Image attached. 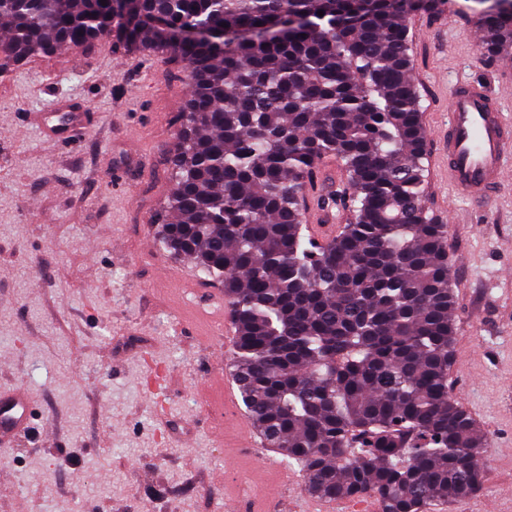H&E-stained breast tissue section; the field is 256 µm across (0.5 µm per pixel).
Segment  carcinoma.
<instances>
[{
	"label": "carcinoma",
	"instance_id": "carcinoma-1",
	"mask_svg": "<svg viewBox=\"0 0 512 512\" xmlns=\"http://www.w3.org/2000/svg\"><path fill=\"white\" fill-rule=\"evenodd\" d=\"M440 0H0L8 60L113 37L161 50L190 85L176 117L162 242L224 276L231 368L248 422L308 493L427 512L481 487L487 435L448 390L455 328L446 226L424 205L425 130L407 19ZM324 15H319V12ZM482 53L512 47V8L481 13ZM186 27L213 36L180 44ZM333 157L317 241L304 196ZM309 196L310 195H308L305 200V219H306L305 224L307 227L306 230H308V231H306V230L304 231L306 234L312 235V232H313V234L315 236H317L318 238H324V237H327L329 235L336 233V230L338 228L337 224H346L351 219L350 212H348L347 210L341 211L336 219V223L334 224L335 218H332L331 213L324 214L320 209L317 208L311 212L312 224H310L308 221L307 212H308L309 208L313 207V206L310 204L307 209V198ZM310 225H311V229H310Z\"/></svg>",
	"mask_w": 512,
	"mask_h": 512
}]
</instances>
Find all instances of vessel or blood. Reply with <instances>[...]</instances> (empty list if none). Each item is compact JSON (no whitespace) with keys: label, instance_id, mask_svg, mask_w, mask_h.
<instances>
[{"label":"vessel or blood","instance_id":"vessel-or-blood-1","mask_svg":"<svg viewBox=\"0 0 512 512\" xmlns=\"http://www.w3.org/2000/svg\"><path fill=\"white\" fill-rule=\"evenodd\" d=\"M65 118L48 125L56 141L70 139L87 128L86 112L60 102ZM441 170L451 185L471 199H488L497 191L506 167L512 165V116L506 115L498 96L478 82L455 84L449 95L448 125L443 134ZM31 395L22 388L0 391V446L9 445L30 421Z\"/></svg>","mask_w":512,"mask_h":512}]
</instances>
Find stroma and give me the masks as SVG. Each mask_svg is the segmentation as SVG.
Instances as JSON below:
<instances>
[{"label":"stroma","mask_w":512,"mask_h":512,"mask_svg":"<svg viewBox=\"0 0 512 512\" xmlns=\"http://www.w3.org/2000/svg\"><path fill=\"white\" fill-rule=\"evenodd\" d=\"M482 9L444 0L408 19L425 204L448 226V387L488 437L482 489L429 512H512V168L476 203L436 163L455 81L483 83L512 113V52L482 54ZM188 89L169 54L108 38L0 74V390L28 389L34 412L0 450V512H224L229 491L240 512H311L299 469L240 447L243 407L214 401L232 320L198 305L221 280L158 234ZM61 98L98 116L69 144L30 123Z\"/></svg>","instance_id":"obj_1"}]
</instances>
